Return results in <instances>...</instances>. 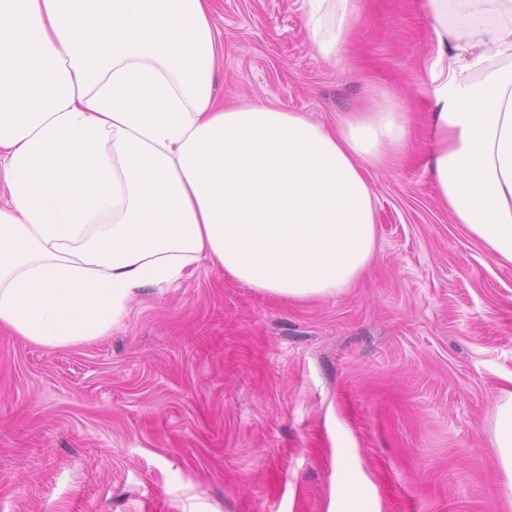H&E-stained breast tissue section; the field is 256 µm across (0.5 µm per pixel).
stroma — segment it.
Returning a JSON list of instances; mask_svg holds the SVG:
<instances>
[{"mask_svg": "<svg viewBox=\"0 0 512 512\" xmlns=\"http://www.w3.org/2000/svg\"><path fill=\"white\" fill-rule=\"evenodd\" d=\"M419 0H356L346 70L299 0H215L214 95L331 127L382 97L419 115L371 168L377 252L325 300L284 303L201 262L105 337L0 331V512H512L493 446L512 384V264L454 223L426 167Z\"/></svg>", "mask_w": 512, "mask_h": 512, "instance_id": "obj_1", "label": "stroma"}]
</instances>
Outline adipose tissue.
Instances as JSON below:
<instances>
[{
  "label": "adipose tissue",
  "mask_w": 512,
  "mask_h": 512,
  "mask_svg": "<svg viewBox=\"0 0 512 512\" xmlns=\"http://www.w3.org/2000/svg\"><path fill=\"white\" fill-rule=\"evenodd\" d=\"M473 2H419L436 38L428 169L454 221L512 264V0ZM303 8L315 50L344 67L354 0ZM214 13L0 0V329L46 348L94 341L140 290L203 260L287 301L336 296L371 263L365 172L405 154L411 112L386 97L329 129L216 104Z\"/></svg>",
  "instance_id": "adipose-tissue-1"
}]
</instances>
